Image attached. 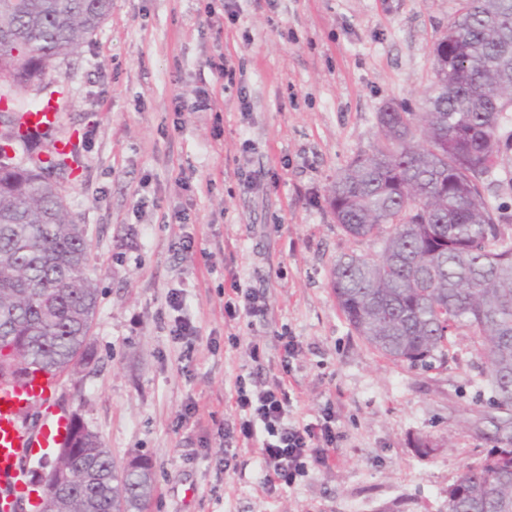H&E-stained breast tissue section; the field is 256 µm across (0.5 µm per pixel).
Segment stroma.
Returning a JSON list of instances; mask_svg holds the SVG:
<instances>
[{
    "instance_id": "1",
    "label": "stroma",
    "mask_w": 512,
    "mask_h": 512,
    "mask_svg": "<svg viewBox=\"0 0 512 512\" xmlns=\"http://www.w3.org/2000/svg\"><path fill=\"white\" fill-rule=\"evenodd\" d=\"M234 4L230 14L224 0H112L91 45L49 73L69 99L58 135L80 144L63 195L99 289L95 358L61 375L58 406L116 463L152 458L148 512H447L449 485L491 448H512V429L484 436L493 409L470 337L426 369L351 331L330 270L380 245L346 235L326 198L375 144L384 105L419 110L457 0ZM221 56L233 79L210 68ZM235 277L266 292V318L225 320ZM176 289L201 328L189 360L170 334ZM285 331L299 345L294 418L333 403L341 438L328 465L268 492L257 449L225 469L224 425L239 418L237 378L284 375Z\"/></svg>"
}]
</instances>
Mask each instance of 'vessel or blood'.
Listing matches in <instances>:
<instances>
[{
	"label": "vessel or blood",
	"mask_w": 512,
	"mask_h": 512,
	"mask_svg": "<svg viewBox=\"0 0 512 512\" xmlns=\"http://www.w3.org/2000/svg\"><path fill=\"white\" fill-rule=\"evenodd\" d=\"M61 117L52 100L43 111L19 116L18 130L43 134L57 127ZM58 382L57 376L39 370L19 380L0 379V512H13L31 465L43 462L48 449L64 445L69 421L57 410ZM31 407L40 412L33 426L23 420Z\"/></svg>",
	"instance_id": "obj_1"
}]
</instances>
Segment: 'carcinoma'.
Listing matches in <instances>:
<instances>
[{"instance_id": "obj_1", "label": "carcinoma", "mask_w": 512, "mask_h": 512, "mask_svg": "<svg viewBox=\"0 0 512 512\" xmlns=\"http://www.w3.org/2000/svg\"><path fill=\"white\" fill-rule=\"evenodd\" d=\"M112 0H0V99L8 112L49 100L31 89L59 59L89 45ZM434 81L421 111L377 113L379 139L333 182L327 203L354 239L380 255L336 260L331 289L351 329L383 357L411 366L444 356L468 335L497 408L512 412V232L485 183L506 149L512 118V0H459L432 51ZM36 136L0 133V378L63 372L93 357L98 307L90 245L70 215ZM73 455L41 477V512H146L155 491L147 456L131 471L69 421ZM512 448H495L458 478L448 512H512Z\"/></svg>"}]
</instances>
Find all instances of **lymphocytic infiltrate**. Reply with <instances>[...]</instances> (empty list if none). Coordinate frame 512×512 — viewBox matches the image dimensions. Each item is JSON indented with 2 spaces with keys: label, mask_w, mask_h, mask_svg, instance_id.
I'll list each match as a JSON object with an SVG mask.
<instances>
[{
  "label": "lymphocytic infiltrate",
  "mask_w": 512,
  "mask_h": 512,
  "mask_svg": "<svg viewBox=\"0 0 512 512\" xmlns=\"http://www.w3.org/2000/svg\"><path fill=\"white\" fill-rule=\"evenodd\" d=\"M234 402L242 418L224 428V465L232 467L238 449H259L265 486L295 483L312 467L327 464L337 448L339 431L331 408L310 422L291 419L293 397L287 378L252 389L237 384Z\"/></svg>",
  "instance_id": "f902f5d3"
}]
</instances>
